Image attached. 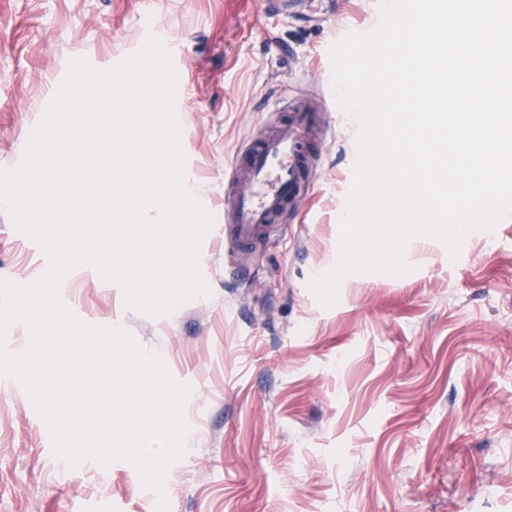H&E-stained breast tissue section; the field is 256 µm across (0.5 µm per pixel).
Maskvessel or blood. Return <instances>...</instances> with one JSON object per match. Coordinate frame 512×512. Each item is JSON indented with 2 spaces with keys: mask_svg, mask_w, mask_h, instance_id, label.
I'll list each match as a JSON object with an SVG mask.
<instances>
[{
  "mask_svg": "<svg viewBox=\"0 0 512 512\" xmlns=\"http://www.w3.org/2000/svg\"><path fill=\"white\" fill-rule=\"evenodd\" d=\"M309 107L294 112L290 123L259 138L244 165L235 167L234 177L251 182L256 192L239 198L232 213L224 218V245L249 248L269 231L288 205L298 201L310 163L299 129L309 127Z\"/></svg>",
  "mask_w": 512,
  "mask_h": 512,
  "instance_id": "vessel-or-blood-1",
  "label": "vessel or blood"
}]
</instances>
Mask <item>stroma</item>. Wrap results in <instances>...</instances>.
<instances>
[{
	"mask_svg": "<svg viewBox=\"0 0 512 512\" xmlns=\"http://www.w3.org/2000/svg\"><path fill=\"white\" fill-rule=\"evenodd\" d=\"M381 0H0V169L16 168L71 60L106 70L148 36L173 51L187 183L214 218L209 295L150 317L90 266L60 287L82 322L121 326L188 384L191 439L169 512H512V216L458 259L427 238L402 276L345 277L332 307L309 288L338 259L357 124L330 46L379 23ZM311 101L316 184L265 245L227 259L223 210L248 193L231 163ZM0 207V277L47 269ZM125 461L68 467L18 381L0 377V512H155Z\"/></svg>",
	"mask_w": 512,
	"mask_h": 512,
	"instance_id": "35a3bbf8",
	"label": "stroma"
}]
</instances>
